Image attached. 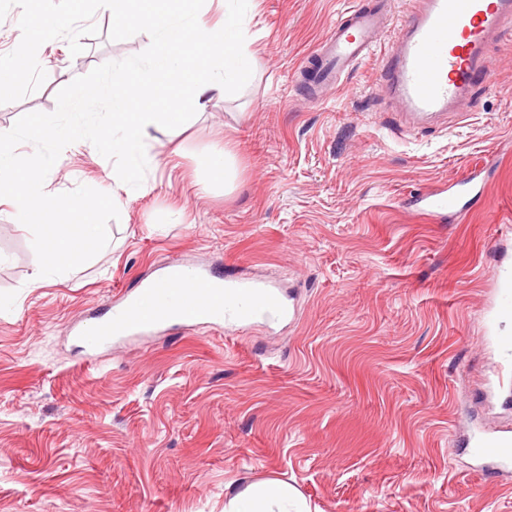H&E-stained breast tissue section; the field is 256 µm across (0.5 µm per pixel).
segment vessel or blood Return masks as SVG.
Listing matches in <instances>:
<instances>
[{"label": "vessel or blood", "instance_id": "b4317fda", "mask_svg": "<svg viewBox=\"0 0 512 512\" xmlns=\"http://www.w3.org/2000/svg\"><path fill=\"white\" fill-rule=\"evenodd\" d=\"M392 0L355 8L336 23L315 52L314 85L339 84L342 72L368 58L380 43ZM405 17L387 49L389 67L382 85L403 111L428 116L466 109L478 80L493 69L491 41L512 28V0H406ZM477 191L468 176L446 191H425L417 200L435 217L455 215L463 197ZM287 309L278 293L235 275L221 277L204 268L171 266L146 281L124 303L113 307L95 335L78 330L87 351L112 339L161 329L182 331L201 323L243 325L257 319H284ZM473 453L497 467L512 464V438L478 442Z\"/></svg>", "mask_w": 512, "mask_h": 512}]
</instances>
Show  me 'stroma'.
<instances>
[{
    "instance_id": "obj_1",
    "label": "stroma",
    "mask_w": 512,
    "mask_h": 512,
    "mask_svg": "<svg viewBox=\"0 0 512 512\" xmlns=\"http://www.w3.org/2000/svg\"><path fill=\"white\" fill-rule=\"evenodd\" d=\"M358 2L248 0L258 70L179 136L155 130L144 193L90 142L65 147L45 191L87 185L120 212L79 268L34 283L32 233L0 204V512H224L267 480L312 512H512V472L486 476L471 453L512 435V381L488 384L512 318L493 333L479 318L512 277V31L462 120L400 134L386 44L321 96L306 65ZM93 21L81 54L63 38L38 51L47 78L0 104V128L150 44ZM221 143L225 178L202 163ZM474 169L486 192L460 217L416 206ZM172 263L245 270L291 315L135 334L88 359L74 328Z\"/></svg>"
}]
</instances>
